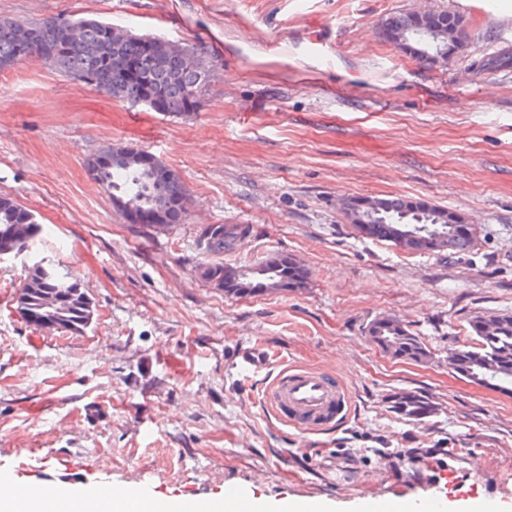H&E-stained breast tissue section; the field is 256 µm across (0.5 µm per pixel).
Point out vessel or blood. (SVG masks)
I'll list each match as a JSON object with an SVG mask.
<instances>
[{
  "label": "vessel or blood",
  "instance_id": "vessel-or-blood-1",
  "mask_svg": "<svg viewBox=\"0 0 512 512\" xmlns=\"http://www.w3.org/2000/svg\"><path fill=\"white\" fill-rule=\"evenodd\" d=\"M264 403L284 422L306 431H324L349 413L346 388L334 377L305 366L280 369L263 392ZM94 478L112 498L150 495L149 487L140 483H119L112 479V466L107 457H94L90 465L66 460L39 449H28L23 457L0 459V486L17 492L38 495L47 502L61 505L69 487ZM232 504L238 512H267L265 499L248 495L237 486H226L221 496L206 493L178 501L176 512H224ZM364 512H441V497L431 494L418 503L368 498Z\"/></svg>",
  "mask_w": 512,
  "mask_h": 512
}]
</instances>
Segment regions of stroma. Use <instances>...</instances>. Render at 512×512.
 <instances>
[{
  "label": "stroma",
  "instance_id": "stroma-1",
  "mask_svg": "<svg viewBox=\"0 0 512 512\" xmlns=\"http://www.w3.org/2000/svg\"><path fill=\"white\" fill-rule=\"evenodd\" d=\"M417 8L469 21L467 55L430 67L381 35ZM96 19L197 47L211 81L197 111L111 99L37 56L0 72V194L43 226L29 253L0 260V454L29 448L168 492L241 483L270 512L312 502L360 512L362 497L416 500L431 484L445 512L492 497L512 512V395L448 366L471 317L512 311V16L472 0H0V17ZM161 160L188 193L176 224L131 221L87 172L104 146ZM405 198L461 213L466 254L408 252L361 236L345 199ZM211 224H247L214 257ZM285 254L299 287L227 296L199 269ZM67 268L96 304L81 334L36 329L15 309L27 264ZM392 315L420 336L424 362L387 357L365 327ZM264 366L247 371L241 352ZM334 374L352 409L309 433L269 415L258 390L284 364ZM398 392L431 412L408 419ZM443 449L436 469L394 454ZM391 407L399 414L410 418L420 419L431 412V406L422 395L405 394L392 396Z\"/></svg>",
  "mask_w": 512,
  "mask_h": 512
}]
</instances>
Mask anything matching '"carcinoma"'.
Masks as SVG:
<instances>
[{
    "label": "carcinoma",
    "mask_w": 512,
    "mask_h": 512,
    "mask_svg": "<svg viewBox=\"0 0 512 512\" xmlns=\"http://www.w3.org/2000/svg\"><path fill=\"white\" fill-rule=\"evenodd\" d=\"M467 20L454 12L420 17L414 12L389 17L383 25L388 42L405 53L433 66L441 54L452 55L457 44L448 40V31ZM16 19L0 17V70L12 67L31 53L78 80L87 70L94 78L84 84L104 95L129 103H139L151 94L165 99L169 113L192 112L203 92L198 72L183 65L185 47L158 37L128 34L121 46L112 44V25L95 20L75 21L57 15L32 23L33 42L21 47L12 35ZM509 54H499L477 63V72L506 68ZM92 179L114 201L145 214L152 220L177 221L187 199L178 176L159 160L147 155L124 152L111 155L106 149L87 163ZM377 206L358 208V201L347 202L351 224L366 237L405 244L423 252L464 254L471 251L473 238L444 218L438 207L412 206L403 199H378ZM8 228L18 236L15 252L28 250L42 232L34 214L8 195L0 196V230ZM251 233L250 226L212 224L202 232L206 249L214 255L234 250ZM296 267L286 255H272L258 267L242 271L212 263L200 268L207 281L224 280L228 274L240 278L241 295L279 292L296 287L289 269ZM16 294V310L22 317L33 311L43 316L54 330L80 334L91 324L95 303L82 284L54 264L39 261L28 267ZM472 344L454 349L456 371L476 384L512 393V312L475 316L469 320ZM367 334L382 351L399 360L423 361L428 351L408 328H392L386 317H376L366 326ZM399 414L420 419L431 412L422 395L405 394L390 398Z\"/></svg>",
    "instance_id": "cac0c4a2"
}]
</instances>
